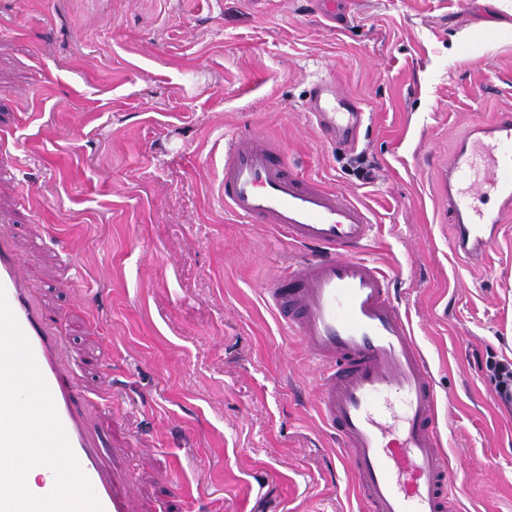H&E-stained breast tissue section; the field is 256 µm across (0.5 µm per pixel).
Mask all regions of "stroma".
Masks as SVG:
<instances>
[{
	"label": "stroma",
	"mask_w": 512,
	"mask_h": 512,
	"mask_svg": "<svg viewBox=\"0 0 512 512\" xmlns=\"http://www.w3.org/2000/svg\"><path fill=\"white\" fill-rule=\"evenodd\" d=\"M321 77L364 104L354 145L306 114ZM510 105L512 0H349L335 22L316 0H0V235L85 393L112 385L89 427L131 512H363L312 359L264 301L311 252L224 206V144L248 131L368 209V255L433 369L457 512H512V406L488 369L512 363V220L467 264L441 178Z\"/></svg>",
	"instance_id": "obj_1"
}]
</instances>
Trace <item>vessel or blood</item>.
Instances as JSON below:
<instances>
[{"instance_id": "1", "label": "vessel or blood", "mask_w": 512, "mask_h": 512, "mask_svg": "<svg viewBox=\"0 0 512 512\" xmlns=\"http://www.w3.org/2000/svg\"><path fill=\"white\" fill-rule=\"evenodd\" d=\"M308 112L325 140H350L364 115L351 92L325 83ZM223 196L235 216L317 250L271 284L268 303L314 361L315 405L368 512H455L434 377L389 273L363 255L368 212L300 176L260 133L226 144ZM448 211L452 251L482 264L512 217V108L474 124L449 154ZM59 351L55 316L0 243V448L48 449L50 470L44 490L24 495L14 469L0 465V512H130L132 487L108 475L79 414L80 381Z\"/></svg>"}]
</instances>
